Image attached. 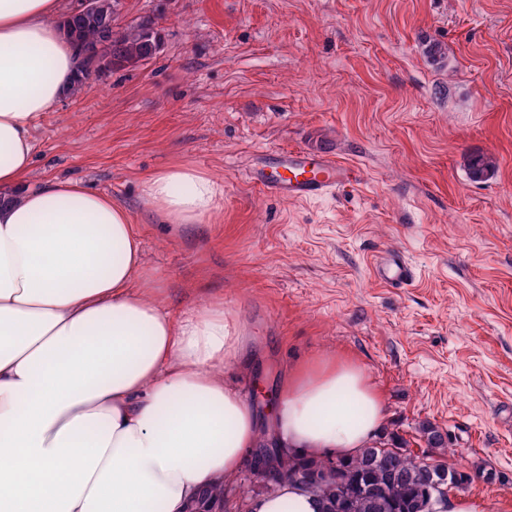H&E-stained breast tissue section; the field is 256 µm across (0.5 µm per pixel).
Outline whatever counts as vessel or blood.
Segmentation results:
<instances>
[{
  "label": "vessel or blood",
  "instance_id": "vessel-or-blood-1",
  "mask_svg": "<svg viewBox=\"0 0 512 512\" xmlns=\"http://www.w3.org/2000/svg\"><path fill=\"white\" fill-rule=\"evenodd\" d=\"M270 173L256 172L253 184L275 197L304 201L321 197L357 183L359 167L345 164L335 154L305 148L284 149L273 154ZM375 279L388 287L408 285L414 271L406 256L397 250L379 252L372 261Z\"/></svg>",
  "mask_w": 512,
  "mask_h": 512
}]
</instances>
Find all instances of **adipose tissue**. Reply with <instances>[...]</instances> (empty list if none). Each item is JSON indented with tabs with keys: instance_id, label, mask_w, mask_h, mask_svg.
Instances as JSON below:
<instances>
[{
	"instance_id": "obj_1",
	"label": "adipose tissue",
	"mask_w": 512,
	"mask_h": 512,
	"mask_svg": "<svg viewBox=\"0 0 512 512\" xmlns=\"http://www.w3.org/2000/svg\"><path fill=\"white\" fill-rule=\"evenodd\" d=\"M61 0H0V512H215L254 448L350 458L382 394L350 359L292 365L264 434L241 390L247 329L220 299L176 315L126 209L75 181L34 187L33 132L78 81ZM168 224L222 191L189 165L146 175ZM249 512H322L281 480Z\"/></svg>"
}]
</instances>
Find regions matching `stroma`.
I'll list each match as a JSON object with an SVG mask.
<instances>
[{"mask_svg":"<svg viewBox=\"0 0 512 512\" xmlns=\"http://www.w3.org/2000/svg\"><path fill=\"white\" fill-rule=\"evenodd\" d=\"M147 60L90 76L40 120L31 183L109 194L136 225L174 313L222 299L248 324L244 383L270 405L298 362L356 359L385 433L469 475L453 498L512 503V0H121ZM319 148L364 181L308 201L249 172ZM493 156L485 180L468 156ZM187 164L223 189L216 220L163 224L148 173ZM404 252L402 288L371 274ZM374 278L391 288H402L414 277V271L406 256L398 250L379 252L372 261Z\"/></svg>","mask_w":512,"mask_h":512,"instance_id":"35a3bbf8","label":"stroma"}]
</instances>
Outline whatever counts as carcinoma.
<instances>
[{
  "label": "carcinoma",
  "instance_id": "obj_1",
  "mask_svg": "<svg viewBox=\"0 0 512 512\" xmlns=\"http://www.w3.org/2000/svg\"><path fill=\"white\" fill-rule=\"evenodd\" d=\"M92 14L72 12L66 24L67 36L78 47L92 46L101 32L116 24L119 0H95ZM157 45L149 32L137 26L118 32L97 64L81 56L83 77L114 64L144 60L153 55ZM493 158L475 156L468 162L471 174L490 172ZM420 433L427 447H445L444 434L433 424L421 425ZM288 480L306 487L320 497L325 512H433V500L446 488H460L468 476L448 468L429 454L409 450V442L401 440L390 447L385 441L365 449L351 460L319 459L301 462L285 459L279 464Z\"/></svg>",
  "mask_w": 512,
  "mask_h": 512
}]
</instances>
